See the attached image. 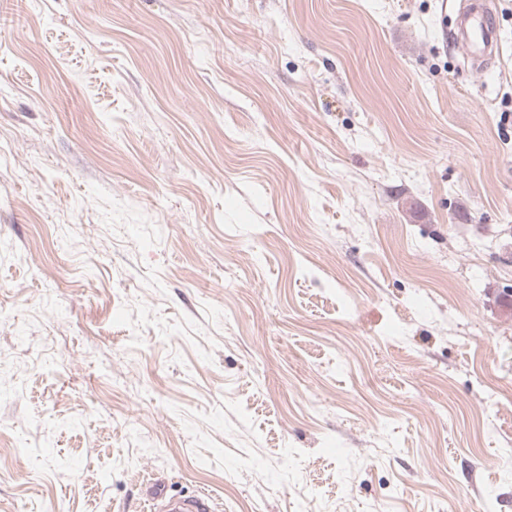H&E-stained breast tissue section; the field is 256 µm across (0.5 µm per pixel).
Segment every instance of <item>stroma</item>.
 Wrapping results in <instances>:
<instances>
[{
  "mask_svg": "<svg viewBox=\"0 0 512 512\" xmlns=\"http://www.w3.org/2000/svg\"><path fill=\"white\" fill-rule=\"evenodd\" d=\"M0 0V512H512V0ZM461 3V17L455 27L449 29L448 38L452 44L462 46L460 50L464 56L468 57L469 54L474 69L487 70L490 68L488 57H495L501 49L496 22L489 11L488 2L470 0ZM149 502L153 507L157 506L159 510L168 512H210L212 498L208 494L198 492L187 498L178 500H166L164 491L150 494ZM161 502L159 505L158 502Z\"/></svg>",
  "mask_w": 512,
  "mask_h": 512,
  "instance_id": "1",
  "label": "stroma"
}]
</instances>
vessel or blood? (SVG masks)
Segmentation results:
<instances>
[{
	"mask_svg": "<svg viewBox=\"0 0 512 512\" xmlns=\"http://www.w3.org/2000/svg\"><path fill=\"white\" fill-rule=\"evenodd\" d=\"M459 14L448 38L451 43L465 48L473 68L486 70L488 57L499 54L501 49L497 25L488 4L486 0H463ZM150 500L159 504L162 512H211L212 498L202 492L172 500L159 491L152 493Z\"/></svg>",
	"mask_w": 512,
	"mask_h": 512,
	"instance_id": "vessel-or-blood-1",
	"label": "vessel or blood"
}]
</instances>
